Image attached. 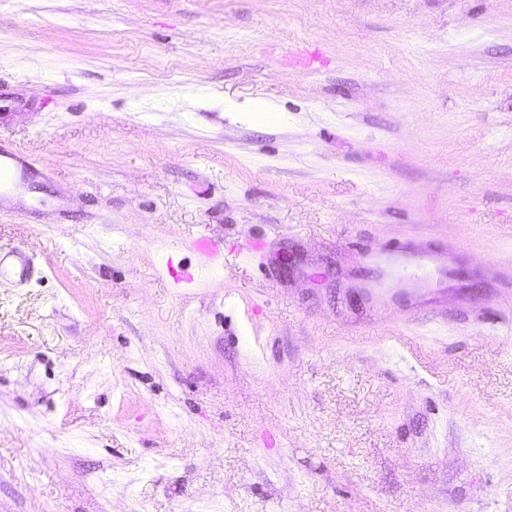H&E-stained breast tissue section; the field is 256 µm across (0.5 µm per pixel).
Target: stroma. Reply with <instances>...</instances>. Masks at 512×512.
Listing matches in <instances>:
<instances>
[{
    "mask_svg": "<svg viewBox=\"0 0 512 512\" xmlns=\"http://www.w3.org/2000/svg\"><path fill=\"white\" fill-rule=\"evenodd\" d=\"M0 149V512H512V0H0ZM14 153L0 150V193L4 189L21 188V177L17 175ZM191 248L206 257L215 270H221L224 263V243L207 236H200L192 241ZM29 260L18 248H0V283L21 288L29 281ZM363 260L370 267L371 274L361 280L350 283V293L353 298L360 302L368 312L366 317L375 324L392 322L398 317L397 311L393 309L397 298H409L414 301L418 296L417 288L399 290L395 300H388L391 294V288H386V282L390 277V265L392 263H401L404 266L414 268L412 281L418 285L437 279L441 284L448 280L450 273L449 267L441 263L437 258L421 249L412 250H370L363 255Z\"/></svg>",
    "mask_w": 512,
    "mask_h": 512,
    "instance_id": "stroma-1",
    "label": "stroma"
}]
</instances>
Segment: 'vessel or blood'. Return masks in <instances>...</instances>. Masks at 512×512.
Wrapping results in <instances>:
<instances>
[{
    "label": "vessel or blood",
    "instance_id": "vessel-or-blood-1",
    "mask_svg": "<svg viewBox=\"0 0 512 512\" xmlns=\"http://www.w3.org/2000/svg\"><path fill=\"white\" fill-rule=\"evenodd\" d=\"M16 157L14 153L0 150V188L17 189L21 186V179L17 175ZM192 249L206 257L215 269H222L224 263V244L207 236L196 238L191 243ZM363 260L369 266V276L354 281L350 285V292L367 311L368 319L373 322H392L397 312L389 299L391 291L386 286L390 277V266L401 263L413 267L414 288L400 290L403 298L416 299L417 284L428 283L433 280L447 281L450 273L447 264L441 263L437 258L420 248L412 250H370ZM29 281V260L18 248H0V283L14 288H20Z\"/></svg>",
    "mask_w": 512,
    "mask_h": 512
}]
</instances>
